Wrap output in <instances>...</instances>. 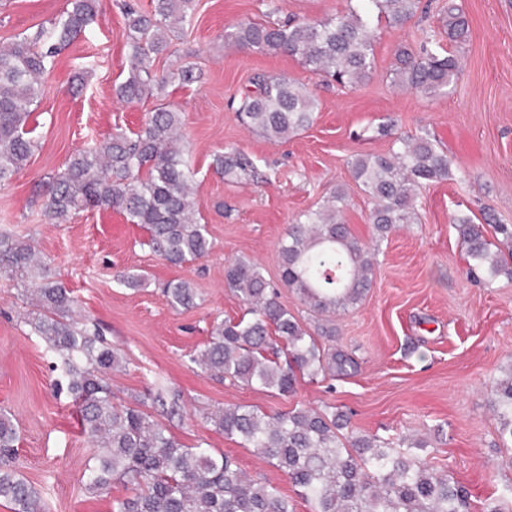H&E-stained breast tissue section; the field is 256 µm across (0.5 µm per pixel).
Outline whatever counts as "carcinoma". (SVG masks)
Masks as SVG:
<instances>
[{"instance_id": "obj_1", "label": "carcinoma", "mask_w": 512, "mask_h": 512, "mask_svg": "<svg viewBox=\"0 0 512 512\" xmlns=\"http://www.w3.org/2000/svg\"><path fill=\"white\" fill-rule=\"evenodd\" d=\"M196 0H154L150 14L126 12L131 68L118 96L138 99L150 86L192 71L159 75L154 57L166 50L175 25L191 23ZM343 16L317 22L245 23L225 38L249 51L284 53L297 58L313 76L355 88L375 71L373 24L401 28L428 14L427 0H357ZM72 8L49 30L17 37L0 46V187L27 164L34 141L27 130L30 106L41 95V76L71 37L86 28L96 0H70ZM443 33L414 45L400 44L389 70L391 85L435 96L445 93L461 69L460 45L469 33L457 0L436 6ZM317 99L286 76L259 75L242 93L236 112L253 132L287 140L312 125ZM393 138L388 152L356 154L348 162L353 182L372 201L371 243L356 238L343 218L347 190L338 185L328 199L303 219L288 225L279 247L280 281L317 315L305 328L279 302L276 286L260 266L243 258L224 269V284L247 306V316L214 322L210 337L190 362L218 381L241 383L286 396L298 378L341 380L357 362L336 349L335 317L358 306L372 287L378 243L405 224H417V189L448 180L453 160L430 135L396 136L393 125L377 126ZM224 180L235 182L255 172L253 161L230 148L215 158ZM195 169L182 134L181 113L160 108L135 132L121 129L103 142L78 150L50 177L44 215L53 223L88 207L119 210L148 231L147 245L172 266L205 257L211 250L192 196ZM467 255L466 276L491 284L512 277V252L491 250L487 228L512 243V225L486 212L483 222L463 213L453 218ZM26 280L35 293L30 326L56 355L55 369L76 402L83 434L94 453L83 473L86 489L104 494L119 481L131 494L113 512H293L280 488L245 474L236 461L198 444H181L142 409L145 401L114 402L109 376L124 367V357L100 335L89 333L71 313L72 291L52 279L47 264L27 241L0 233V279ZM175 308L196 306L192 283L166 284ZM490 410L512 470V364L490 389ZM224 436L239 440L286 474L313 512H467L469 493L450 476L435 472L415 453L428 447L422 438L394 444L351 426L348 413L294 408L268 414L256 406L227 405L211 415ZM18 431L11 414L0 411V501L13 512H46L37 489L16 467ZM512 480L500 485L484 512H508Z\"/></svg>"}]
</instances>
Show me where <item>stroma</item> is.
Segmentation results:
<instances>
[{"mask_svg": "<svg viewBox=\"0 0 512 512\" xmlns=\"http://www.w3.org/2000/svg\"><path fill=\"white\" fill-rule=\"evenodd\" d=\"M151 0H98L94 22L42 78L29 125L37 146L26 166L0 187V232L31 240L52 275L73 290L77 320L95 329L126 364L110 378L119 402L162 387L178 393L177 415L145 410L183 445L207 443L232 455L249 476L278 484L293 512H312L288 477L253 449L224 436L210 416L229 404L274 414L293 408L336 407L354 427L392 441L425 436L436 471L468 486L469 512L512 478L501 467L498 424L489 391L512 358V279L486 287L465 274L466 255L454 216L495 214L512 224V0H461L470 37L459 51L462 71L447 93L401 91L386 78L395 47L412 41L419 25L375 28L376 68L353 89H337L294 57L261 54L225 41L241 23L268 22L266 0H196L191 25L155 60L160 72L190 68L193 79L153 89L126 103L116 88L128 76L124 4L147 10ZM277 21H316L348 11L349 0H280ZM69 0H0V43L51 28ZM283 75L319 101L312 126L285 141L249 131L230 106L255 74ZM182 114V132L196 174V208L212 243L199 260L172 267L146 244V231L119 211L94 207L54 224L43 215L45 184L77 150L115 129L139 130L150 112ZM391 120L400 135L429 131L455 163L454 179L421 189V221L380 244L374 283L358 307L336 319V346L359 364L352 377L327 383L301 379L278 396L257 386L231 385L200 373L189 356L208 339L214 318L238 319L247 308L224 286V267L239 257L257 262L271 282L280 278L279 241L288 224L348 185L344 217L369 240L370 199L352 183L350 158L387 152L376 133ZM236 148L254 160L259 177L229 183L215 158ZM122 271L144 274L142 287L116 283ZM190 281L196 307L173 309L166 282ZM28 285L0 279V409L19 430L16 465L41 494L48 512H112L128 496L121 483L93 494L82 473L93 453L78 411L58 384L54 356L32 335Z\"/></svg>", "mask_w": 512, "mask_h": 512, "instance_id": "1", "label": "stroma"}]
</instances>
